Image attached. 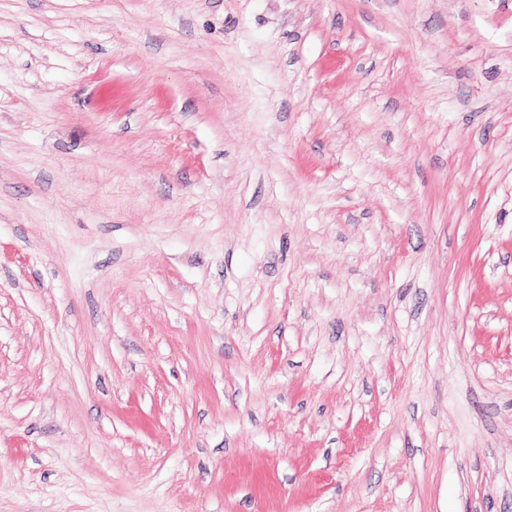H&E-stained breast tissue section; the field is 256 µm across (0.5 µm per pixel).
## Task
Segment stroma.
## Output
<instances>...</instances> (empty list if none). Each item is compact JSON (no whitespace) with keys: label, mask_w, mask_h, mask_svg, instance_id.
<instances>
[{"label":"stroma","mask_w":512,"mask_h":512,"mask_svg":"<svg viewBox=\"0 0 512 512\" xmlns=\"http://www.w3.org/2000/svg\"><path fill=\"white\" fill-rule=\"evenodd\" d=\"M0 512H512V0H0Z\"/></svg>","instance_id":"35a3bbf8"}]
</instances>
